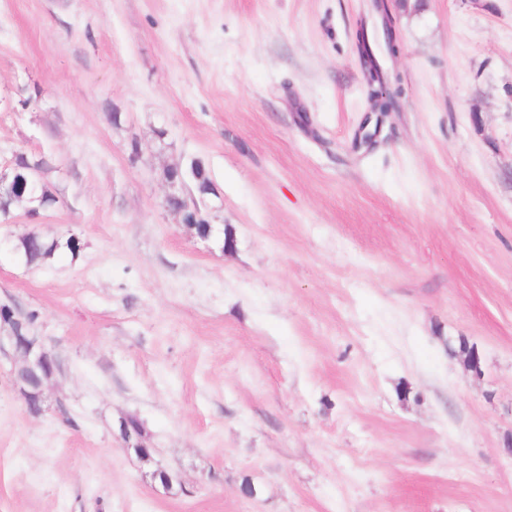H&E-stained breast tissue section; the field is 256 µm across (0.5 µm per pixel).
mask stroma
<instances>
[{"label":"stroma","mask_w":512,"mask_h":512,"mask_svg":"<svg viewBox=\"0 0 512 512\" xmlns=\"http://www.w3.org/2000/svg\"><path fill=\"white\" fill-rule=\"evenodd\" d=\"M368 5L0 0V170L58 198L0 224V306L59 363L33 414L0 355V512H512V0H393L358 149ZM368 74V79H365L363 75V82L371 111L382 114L390 112L395 105V85L398 79L385 70L369 71ZM14 247L18 256L23 257L27 265L48 262L60 251H68L72 256H75L80 250L79 242H73L70 237L62 241L36 232H30L17 238Z\"/></svg>","instance_id":"obj_1"}]
</instances>
